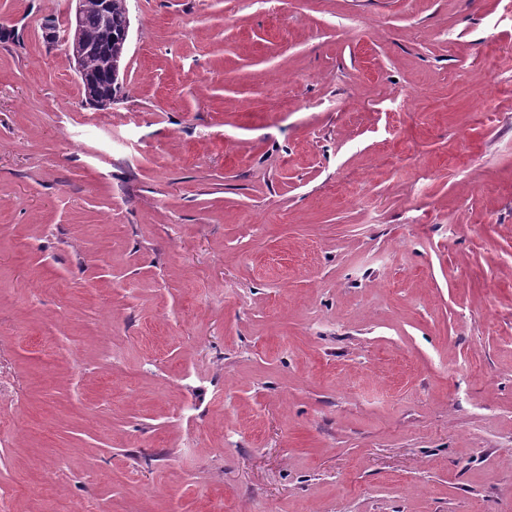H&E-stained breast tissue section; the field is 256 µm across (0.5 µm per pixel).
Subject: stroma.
Masks as SVG:
<instances>
[{"mask_svg":"<svg viewBox=\"0 0 512 512\" xmlns=\"http://www.w3.org/2000/svg\"><path fill=\"white\" fill-rule=\"evenodd\" d=\"M0 0V512H512L503 0H127L124 95Z\"/></svg>","mask_w":512,"mask_h":512,"instance_id":"1","label":"stroma"}]
</instances>
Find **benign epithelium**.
Masks as SVG:
<instances>
[{"label": "benign epithelium", "instance_id": "7a95c632", "mask_svg": "<svg viewBox=\"0 0 512 512\" xmlns=\"http://www.w3.org/2000/svg\"><path fill=\"white\" fill-rule=\"evenodd\" d=\"M75 2V11L68 15L63 27L53 29L50 35L52 41L64 47L66 55L78 73L81 86L91 93L99 90L100 86L89 75L86 69V61L94 55L104 56L106 80L110 81L112 77L116 76V73L112 70V49L103 44L85 43L79 38L83 14L87 8L88 0H75Z\"/></svg>", "mask_w": 512, "mask_h": 512}]
</instances>
